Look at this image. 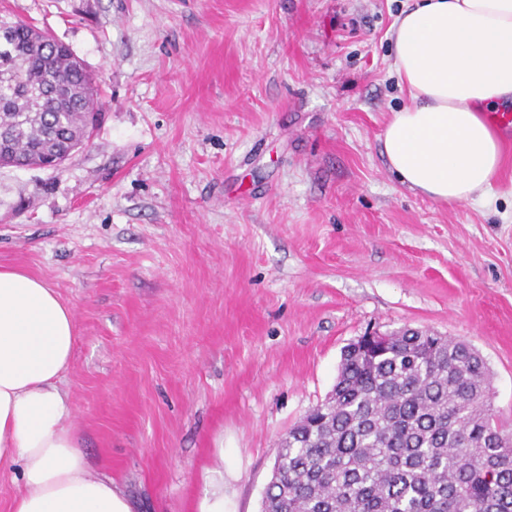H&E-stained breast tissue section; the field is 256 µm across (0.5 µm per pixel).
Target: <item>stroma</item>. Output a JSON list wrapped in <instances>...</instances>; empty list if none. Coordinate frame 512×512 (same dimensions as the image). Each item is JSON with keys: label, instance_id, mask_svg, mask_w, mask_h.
<instances>
[{"label": "stroma", "instance_id": "obj_1", "mask_svg": "<svg viewBox=\"0 0 512 512\" xmlns=\"http://www.w3.org/2000/svg\"><path fill=\"white\" fill-rule=\"evenodd\" d=\"M405 0H0L93 79L89 146L0 166V267L73 311L61 388L134 512H262L280 437L376 330L471 344L512 433V136L488 206L399 183ZM207 489L196 503L195 512H224V473L207 471Z\"/></svg>", "mask_w": 512, "mask_h": 512}]
</instances>
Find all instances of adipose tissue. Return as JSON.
Returning a JSON list of instances; mask_svg holds the SVG:
<instances>
[{
  "instance_id": "obj_1",
  "label": "adipose tissue",
  "mask_w": 512,
  "mask_h": 512,
  "mask_svg": "<svg viewBox=\"0 0 512 512\" xmlns=\"http://www.w3.org/2000/svg\"><path fill=\"white\" fill-rule=\"evenodd\" d=\"M407 105L383 153L398 181L432 200L491 203L502 146L484 111L512 99V0H414L392 31ZM72 309L46 282L0 268V468L16 473L11 512H132L90 475L68 395Z\"/></svg>"
}]
</instances>
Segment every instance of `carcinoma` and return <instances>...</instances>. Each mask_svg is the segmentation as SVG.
<instances>
[{
    "label": "carcinoma",
    "instance_id": "1",
    "mask_svg": "<svg viewBox=\"0 0 512 512\" xmlns=\"http://www.w3.org/2000/svg\"><path fill=\"white\" fill-rule=\"evenodd\" d=\"M0 21V160L82 147L92 79L68 46ZM262 512H512V434L467 342L398 330L349 344L331 395L281 437Z\"/></svg>",
    "mask_w": 512,
    "mask_h": 512
}]
</instances>
